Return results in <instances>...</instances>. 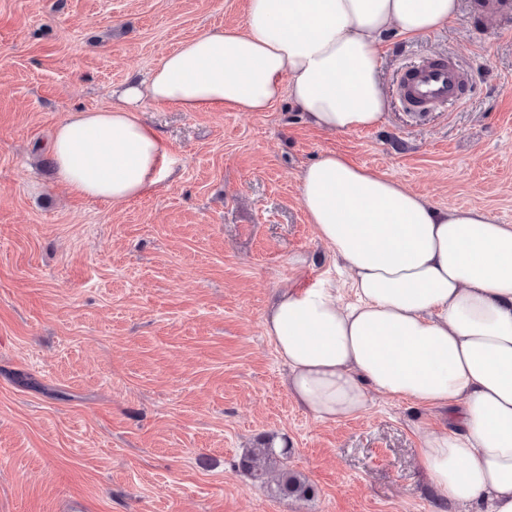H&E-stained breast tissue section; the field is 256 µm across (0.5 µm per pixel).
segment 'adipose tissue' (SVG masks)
I'll use <instances>...</instances> for the list:
<instances>
[{
    "label": "adipose tissue",
    "mask_w": 512,
    "mask_h": 512,
    "mask_svg": "<svg viewBox=\"0 0 512 512\" xmlns=\"http://www.w3.org/2000/svg\"><path fill=\"white\" fill-rule=\"evenodd\" d=\"M458 11L459 0H249L242 26L199 34L111 108L58 123L57 177L115 204L157 192L168 149L138 115L145 98L264 112L286 96L321 130L377 127L389 108L384 36L432 33ZM298 188L357 302L340 305L326 280L279 294L262 327L288 393L321 421L359 416L373 392L441 412L447 427L419 451L431 486L462 512H512V224L438 208L336 152Z\"/></svg>",
    "instance_id": "ef3b65f1"
}]
</instances>
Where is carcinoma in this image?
Instances as JSON below:
<instances>
[{"label":"carcinoma","mask_w":512,"mask_h":512,"mask_svg":"<svg viewBox=\"0 0 512 512\" xmlns=\"http://www.w3.org/2000/svg\"><path fill=\"white\" fill-rule=\"evenodd\" d=\"M241 466L256 481L275 474L276 493L283 498L306 499L314 493L305 477L288 468L287 451L283 448L277 450L269 443L253 448L244 455Z\"/></svg>","instance_id":"carcinoma-1"}]
</instances>
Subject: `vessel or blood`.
Returning a JSON list of instances; mask_svg holds the SVG:
<instances>
[{
    "label": "vessel or blood",
    "mask_w": 512,
    "mask_h": 512,
    "mask_svg": "<svg viewBox=\"0 0 512 512\" xmlns=\"http://www.w3.org/2000/svg\"><path fill=\"white\" fill-rule=\"evenodd\" d=\"M396 84L403 106L418 112L447 111L466 103L471 77L449 54L404 67Z\"/></svg>",
    "instance_id": "b4317fda"
}]
</instances>
